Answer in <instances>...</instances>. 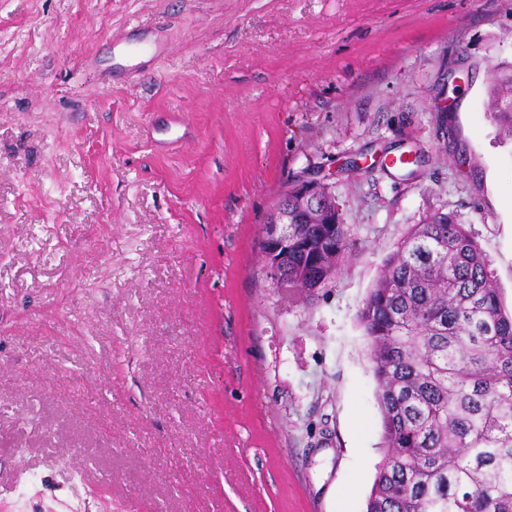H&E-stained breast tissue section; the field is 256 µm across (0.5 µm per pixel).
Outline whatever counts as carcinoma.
I'll use <instances>...</instances> for the list:
<instances>
[{"label":"carcinoma","mask_w":512,"mask_h":512,"mask_svg":"<svg viewBox=\"0 0 512 512\" xmlns=\"http://www.w3.org/2000/svg\"><path fill=\"white\" fill-rule=\"evenodd\" d=\"M489 94L511 133L512 74L494 75ZM350 242L341 219L288 225V287L307 297L328 287ZM357 319L382 418L366 512H512V315L455 215L410 227Z\"/></svg>","instance_id":"cac0c4a2"}]
</instances>
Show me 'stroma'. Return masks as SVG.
Listing matches in <instances>:
<instances>
[{"instance_id":"1","label":"stroma","mask_w":512,"mask_h":512,"mask_svg":"<svg viewBox=\"0 0 512 512\" xmlns=\"http://www.w3.org/2000/svg\"><path fill=\"white\" fill-rule=\"evenodd\" d=\"M502 62L512 0H0V512H365L408 228L455 214L512 311ZM291 181L351 231L309 298L262 261ZM495 112L498 118L507 124V132H512V74H495L489 86Z\"/></svg>"}]
</instances>
